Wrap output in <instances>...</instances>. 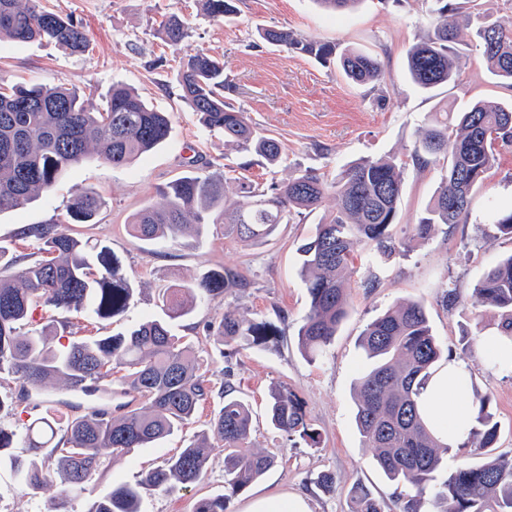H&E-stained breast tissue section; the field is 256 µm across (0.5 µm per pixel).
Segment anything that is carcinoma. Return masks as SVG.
Here are the masks:
<instances>
[{
    "mask_svg": "<svg viewBox=\"0 0 512 512\" xmlns=\"http://www.w3.org/2000/svg\"><path fill=\"white\" fill-rule=\"evenodd\" d=\"M213 18L237 12L235 0H200ZM432 33L407 52V76L416 87L431 90L456 75L453 44L463 28L474 29L477 46L496 83L512 88V28L489 17L464 13L444 3L431 22ZM159 33L173 47L187 37L182 19L170 15ZM260 37L271 45L327 62L338 59L345 76L359 85L383 80L373 56L334 44L300 37L286 28L266 27ZM45 41L72 54L89 48L84 27L43 5L42 0H0V44ZM181 99L202 126L224 141L253 152L269 163L281 160L282 144L262 134L224 98V63L198 51L183 63ZM171 132L166 113L150 106L134 90L114 86L105 104H85L77 89L63 85H9L0 78V213L23 207L49 192L70 166L90 155L125 166L165 142ZM512 142V104L474 103L464 112H448L421 129L410 155L416 167L448 163L426 216L415 235L429 237L436 227L452 228L468 219L473 190L495 161L496 145ZM407 162L395 155L367 158L344 165L336 176L305 169L270 185L265 193L249 182L229 192L222 176L187 174L160 191L161 200L133 215L130 226L143 242L177 240L198 234L208 224L224 225V236L257 244L272 236L294 214L313 211L328 197L335 210L324 216L316 233L298 247L309 308L298 331V344L312 361L324 356L348 316L346 279L360 245L381 256L396 251L395 227ZM104 202L87 191L74 195L66 215L48 224H29L20 237L33 245L35 259L9 254L0 244V379L22 384V392L39 390L58 380L74 391L89 393L98 383L120 374L124 393L140 400L121 414L88 411L67 419L36 418L21 429L0 427V466H7L32 494L56 489L53 512L65 505L91 479L102 455L125 456L180 431L212 396L192 344L171 334L169 323L189 317L198 303L245 288L235 269H207L190 283L163 291L162 316L148 317L125 333L74 339L56 349L45 330L32 325L35 307L80 314L89 311L100 322L122 315L134 288L119 257L102 243L72 235L67 224L92 222ZM478 306L498 310L496 335L512 344V253L488 267L473 289ZM274 334L271 324L234 311L224 313L209 335L218 343L254 345ZM361 347L367 365L354 387L355 420L366 446L386 478L407 487L411 496L404 512H419L425 497L437 512H512V460L493 454L499 423L491 398L475 393L474 423L463 453L478 451L482 461L462 462L441 480L444 455L450 447L428 428L418 407L420 391L434 369L448 359L433 335L424 305L403 301L372 320ZM222 404L207 429L194 435L180 451L148 471L136 484L119 483L96 500L89 512H141V490L171 492L204 480L209 448L224 447V482L229 493L205 497L194 512H229L230 497L246 490L274 466L275 458L252 447V410L233 394L219 391ZM269 426L288 437L315 446L319 435L306 421L302 405L288 388L269 391ZM63 437H58V434ZM26 448L31 457L13 453ZM50 449L42 460L37 454ZM355 512H384L379 499L363 484L352 488Z\"/></svg>",
    "mask_w": 512,
    "mask_h": 512,
    "instance_id": "obj_1",
    "label": "carcinoma"
}]
</instances>
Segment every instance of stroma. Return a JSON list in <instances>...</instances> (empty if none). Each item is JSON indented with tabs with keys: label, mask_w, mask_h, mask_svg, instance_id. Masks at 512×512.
<instances>
[{
	"label": "stroma",
	"mask_w": 512,
	"mask_h": 512,
	"mask_svg": "<svg viewBox=\"0 0 512 512\" xmlns=\"http://www.w3.org/2000/svg\"><path fill=\"white\" fill-rule=\"evenodd\" d=\"M46 4L83 25L89 52L73 55L45 42H6L0 44V76L12 84L73 87L87 93L97 107L112 85H124L168 112L172 132L164 144L127 166L86 158L67 169L50 192L0 214V243L13 254H25L31 245L19 237L21 227L64 215L79 191L98 194L105 205L94 222L74 225L73 230L82 238L110 245L135 288L133 301L113 321L98 325L80 315L66 316L40 306L34 311L35 327L54 329L61 340L121 333L157 313L163 289L189 281L209 267H234L245 277L246 287L200 303L190 317L173 326L174 333L190 340L200 358L207 360L206 377L212 384H230L251 403L252 441L275 458L274 467L261 479L232 496L231 512H242L254 497L283 493L306 495L311 512H353L350 489L357 483L383 499L384 512H401L408 490L387 480L374 450L366 447L355 423L353 388L364 366L358 340L366 325L402 301H418L442 345L461 353L479 393L490 396L500 424L496 451L512 458V373L493 367L480 342L481 336L494 333L498 313L490 307H474L471 299L483 271L512 252V236L501 234L492 218L493 209L512 207V146L497 149L493 167L472 194L467 222L436 230L425 239L410 237L409 230L424 216L442 170L437 164L407 168L396 227L406 244L382 258L371 247L358 249L346 284L350 313L327 355L316 361L309 360L297 343L309 307L297 248L334 208V199L292 216L267 241L251 246L225 237L216 224L176 242L153 243L133 238L128 226L144 204L158 202L168 182L191 171L262 187L307 168L332 176L354 160L393 154L409 158L419 131L433 113L461 112L479 100L512 102V88L489 77L471 31H464L455 45V81L425 92L406 77L407 52L428 33L435 0H362L356 9L338 17L325 12L316 0H239L236 14L223 19L206 16L198 0H46ZM171 14L178 15L188 29L178 48L155 33L159 22ZM260 24L371 54L379 60L384 79L376 86L354 84L336 63L264 42L256 30ZM197 50L223 61L227 100L282 143L285 155L279 165H269L256 154L226 145L222 136L209 134L182 101L181 63ZM449 288L458 291L451 307L444 300ZM228 310L274 324V338L262 346L218 345L207 327ZM274 386L288 387L299 399L307 422L320 435L319 447L269 429L265 405ZM71 399L62 388L32 394L14 409L0 411V426L12 428L19 420L44 416L48 400L59 416H66ZM220 404L219 398L209 399L182 432L155 447L119 459L103 456L70 512H89L113 484L137 483L146 471L207 429ZM321 472L335 476L333 493L324 494L313 485ZM227 491L224 450L215 447L202 482L169 494L144 491L142 512H194L200 498ZM52 498L49 491L28 494L9 468L0 469V512H50Z\"/></svg>",
	"instance_id": "obj_1"
}]
</instances>
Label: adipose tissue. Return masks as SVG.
I'll return each instance as SVG.
<instances>
[{
    "instance_id": "obj_1",
    "label": "adipose tissue",
    "mask_w": 512,
    "mask_h": 512,
    "mask_svg": "<svg viewBox=\"0 0 512 512\" xmlns=\"http://www.w3.org/2000/svg\"><path fill=\"white\" fill-rule=\"evenodd\" d=\"M456 405H449V398ZM423 415L437 436L450 447L468 438L474 417L471 374L466 364L454 359L442 363L418 397Z\"/></svg>"
}]
</instances>
